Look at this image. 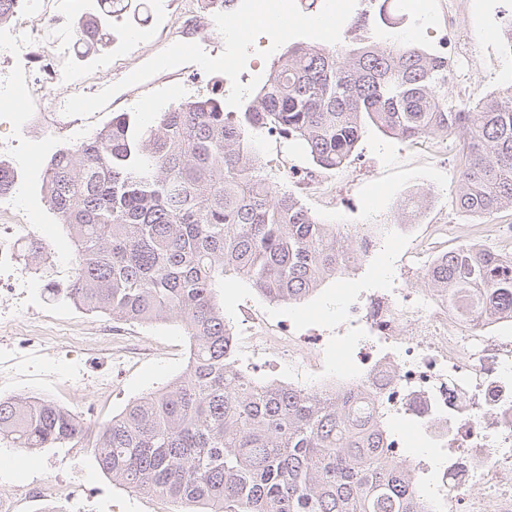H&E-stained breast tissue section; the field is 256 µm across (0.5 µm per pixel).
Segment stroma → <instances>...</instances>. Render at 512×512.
Masks as SVG:
<instances>
[{
  "mask_svg": "<svg viewBox=\"0 0 512 512\" xmlns=\"http://www.w3.org/2000/svg\"><path fill=\"white\" fill-rule=\"evenodd\" d=\"M290 23L285 35L258 25L242 39L205 26L182 37L185 52L169 56L166 69L155 65L161 52L156 41L181 26L182 0H140L136 19L117 25L112 44L94 52L79 48L73 24L90 10L89 0H51L60 22L45 25L47 40L68 47L60 63L62 77L46 85L43 95L55 104L70 101L73 93L98 104L94 113L71 112L57 127H48L45 113L27 100L23 87L12 78V65L25 52L22 22L27 8L0 21V32L10 43H0V159L17 172L11 194L15 209L0 216L5 224L28 225L32 236L47 244L45 253L25 261L23 243H15L12 292L0 291V312L12 319L11 330L0 329V397L16 395L50 399L86 415L97 410L98 422L111 420L135 398L158 389L180 375L187 363L189 340L180 319L171 317L146 325L116 323L103 314H88L73 305L53 300L50 283L72 276L73 246L58 225L41 193L48 157L60 146L83 139L108 122L113 112H133L131 78H140L154 93L155 108L206 93L215 80L224 82V104L234 110L268 78L287 43H319L348 61L359 41L378 43L391 38L430 51L442 49L449 31L448 0H282ZM466 24L479 39L466 60L454 61L448 97L471 103L512 83V48L494 37L503 20L512 16V0H462ZM399 17V27L377 23L379 4ZM372 16L368 28L351 21L359 14ZM234 61L224 73L225 61ZM170 80H161V73ZM465 130L448 137H433L415 144L368 128L346 166L323 171L308 180L289 175L290 168L309 170L311 163L282 139L258 134L254 148L264 176L274 189L296 196L323 223L348 228L386 224L390 231L365 258L342 274L330 277L307 300L283 304L267 300L244 282H225L219 291L234 337L263 330L270 336L320 334L322 359L327 368L346 364L360 326L349 312L372 293L403 288L422 295L431 254L421 252L422 241L434 224H475L474 216L458 205L460 149ZM37 336L40 345L13 352L8 336ZM18 457L20 467L0 470V502L13 512H74L76 504L89 512H175L165 498L136 493L118 485L99 468L84 448L65 446L29 452L0 443V458ZM66 480L76 490L75 502L58 501L52 508L42 502L16 500L18 489L35 488Z\"/></svg>",
  "mask_w": 512,
  "mask_h": 512,
  "instance_id": "1",
  "label": "stroma"
}]
</instances>
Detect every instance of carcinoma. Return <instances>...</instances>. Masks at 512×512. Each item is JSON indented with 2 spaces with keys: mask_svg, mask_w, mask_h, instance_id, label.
Here are the masks:
<instances>
[{
  "mask_svg": "<svg viewBox=\"0 0 512 512\" xmlns=\"http://www.w3.org/2000/svg\"><path fill=\"white\" fill-rule=\"evenodd\" d=\"M137 0H95L76 42L110 39ZM343 65L329 49L289 44L236 112L223 84L156 112H129L57 149L44 198L73 238L74 274L52 286L114 322L185 321V370L97 426L90 447L112 481L205 512H423L405 464L366 396L266 382L235 352L217 288L230 276L274 302L305 301L346 267L341 233L261 175L253 134L277 133L319 170L349 160L371 125L404 141L468 131L462 210L512 207V85L471 105L448 101V59L395 40L358 44ZM16 186L0 160V194ZM427 279L473 319L512 312V254L463 244ZM86 420L32 396L0 398V442L28 451L81 437Z\"/></svg>",
  "mask_w": 512,
  "mask_h": 512,
  "instance_id": "1",
  "label": "carcinoma"
}]
</instances>
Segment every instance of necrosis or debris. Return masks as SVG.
Segmentation results:
<instances>
[{"instance_id":"obj_1","label":"necrosis or debris","mask_w":512,"mask_h":512,"mask_svg":"<svg viewBox=\"0 0 512 512\" xmlns=\"http://www.w3.org/2000/svg\"><path fill=\"white\" fill-rule=\"evenodd\" d=\"M44 0H30L28 52L14 77L39 108L44 83L58 79L57 45L42 25ZM368 333L357 342L356 371H328L314 354L323 339L249 336L251 350H274L295 379L323 390H368L384 417L418 424L425 455L405 464L433 512H512V316L475 322L440 292L417 302L399 291L373 294L355 309Z\"/></svg>"}]
</instances>
